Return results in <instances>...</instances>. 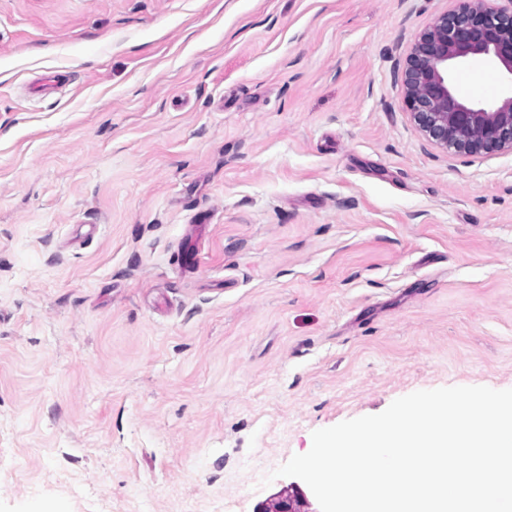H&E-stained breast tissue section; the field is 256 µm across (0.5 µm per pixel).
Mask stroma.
Returning <instances> with one entry per match:
<instances>
[{
  "label": "stroma",
  "mask_w": 512,
  "mask_h": 512,
  "mask_svg": "<svg viewBox=\"0 0 512 512\" xmlns=\"http://www.w3.org/2000/svg\"><path fill=\"white\" fill-rule=\"evenodd\" d=\"M451 6L0 0V512H320L313 431L512 388V152L404 105Z\"/></svg>",
  "instance_id": "1"
}]
</instances>
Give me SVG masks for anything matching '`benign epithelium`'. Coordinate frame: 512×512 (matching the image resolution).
<instances>
[{"instance_id": "1", "label": "benign epithelium", "mask_w": 512, "mask_h": 512, "mask_svg": "<svg viewBox=\"0 0 512 512\" xmlns=\"http://www.w3.org/2000/svg\"><path fill=\"white\" fill-rule=\"evenodd\" d=\"M415 39L402 73L405 107L432 144L459 155L512 151V96L460 99L451 74L472 58L497 62L512 79V0H453Z\"/></svg>"}]
</instances>
